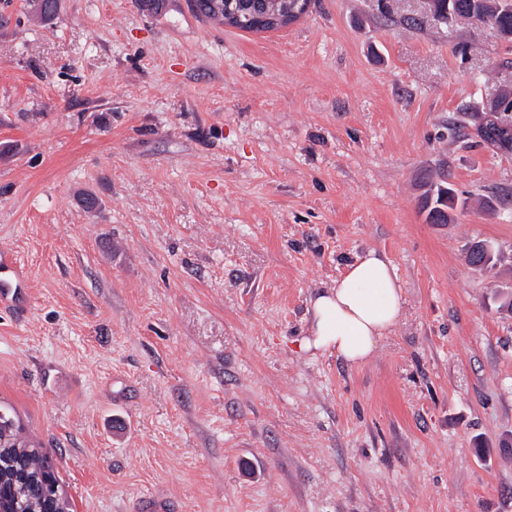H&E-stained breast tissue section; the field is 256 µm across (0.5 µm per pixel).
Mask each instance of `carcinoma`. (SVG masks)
<instances>
[{"label":"carcinoma","mask_w":512,"mask_h":512,"mask_svg":"<svg viewBox=\"0 0 512 512\" xmlns=\"http://www.w3.org/2000/svg\"><path fill=\"white\" fill-rule=\"evenodd\" d=\"M255 2L282 10L286 0H224V8L243 10V3ZM434 11L448 16L476 17L481 23L512 29V10H499L495 0H433ZM446 199L435 198V205L424 200L422 209L431 224H446L449 211L458 204L453 189ZM0 512H71V503L60 477L57 463L31 441L15 410L0 405Z\"/></svg>","instance_id":"carcinoma-1"}]
</instances>
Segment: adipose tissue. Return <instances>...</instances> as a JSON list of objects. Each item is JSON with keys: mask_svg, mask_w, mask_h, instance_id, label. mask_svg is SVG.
Returning a JSON list of instances; mask_svg holds the SVG:
<instances>
[{"mask_svg": "<svg viewBox=\"0 0 512 512\" xmlns=\"http://www.w3.org/2000/svg\"><path fill=\"white\" fill-rule=\"evenodd\" d=\"M402 306L395 266L377 251H367L347 266L332 288L312 299L306 345L360 366L393 331Z\"/></svg>", "mask_w": 512, "mask_h": 512, "instance_id": "adipose-tissue-1", "label": "adipose tissue"}]
</instances>
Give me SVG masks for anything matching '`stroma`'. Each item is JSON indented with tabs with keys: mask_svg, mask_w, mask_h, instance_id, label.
<instances>
[{
	"mask_svg": "<svg viewBox=\"0 0 512 512\" xmlns=\"http://www.w3.org/2000/svg\"><path fill=\"white\" fill-rule=\"evenodd\" d=\"M506 90L512 43L425 0H0V404L75 512H512V156L459 125ZM368 249L403 310L349 368L301 344ZM445 195L446 199L441 204L442 197H435V204L439 205L442 209H435V205L429 207V200L425 197L422 209L427 212L426 220L431 224H445L448 223L449 210H454L458 204V197L455 191L451 187H447ZM447 209V210H446ZM26 277L18 262L0 253V308L23 309L29 304Z\"/></svg>",
	"mask_w": 512,
	"mask_h": 512,
	"instance_id": "obj_1",
	"label": "stroma"
}]
</instances>
